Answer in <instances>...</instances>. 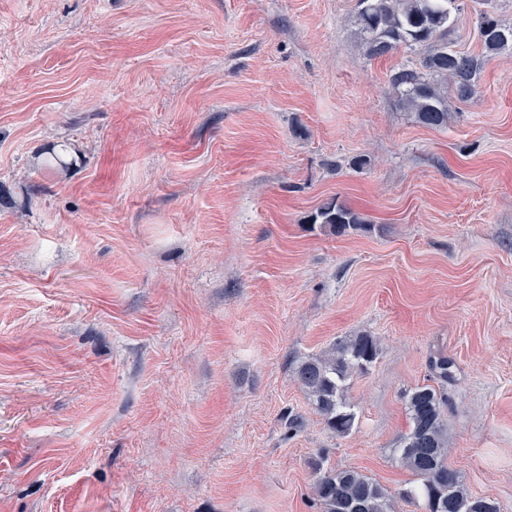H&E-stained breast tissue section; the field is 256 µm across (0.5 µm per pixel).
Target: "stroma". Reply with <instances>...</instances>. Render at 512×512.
<instances>
[{"label": "stroma", "mask_w": 512, "mask_h": 512, "mask_svg": "<svg viewBox=\"0 0 512 512\" xmlns=\"http://www.w3.org/2000/svg\"><path fill=\"white\" fill-rule=\"evenodd\" d=\"M355 4L0 0V512H318L322 459L412 486L439 356L448 462L512 512V49L427 128ZM360 333L342 437L293 372ZM313 224H323L329 227L336 235H343L350 231H369L371 225L358 212L332 200L319 207L310 216Z\"/></svg>", "instance_id": "1"}]
</instances>
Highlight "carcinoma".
Masks as SVG:
<instances>
[{
	"mask_svg": "<svg viewBox=\"0 0 512 512\" xmlns=\"http://www.w3.org/2000/svg\"><path fill=\"white\" fill-rule=\"evenodd\" d=\"M452 0H357L355 31L372 58L403 47L415 59L390 76L397 105L414 113L428 128L448 125V97L464 101L478 87L483 59L512 48V26L501 23L489 9L480 12L477 29L482 56L456 49ZM52 170L68 168L67 149H51L42 159ZM338 235L369 231L371 225L358 212L332 200L310 216ZM379 347L369 335L338 340L325 357H309L295 369L297 382L313 398L329 428L350 434L356 415L343 392L353 373L367 371ZM443 390L424 383L406 393L408 430L393 453L416 477L417 484L398 492L423 512H500L496 502L469 495L459 472L448 464ZM314 492L320 512H393V495L372 478L350 468L317 464Z\"/></svg>",
	"mask_w": 512,
	"mask_h": 512,
	"instance_id": "obj_1",
	"label": "carcinoma"
}]
</instances>
